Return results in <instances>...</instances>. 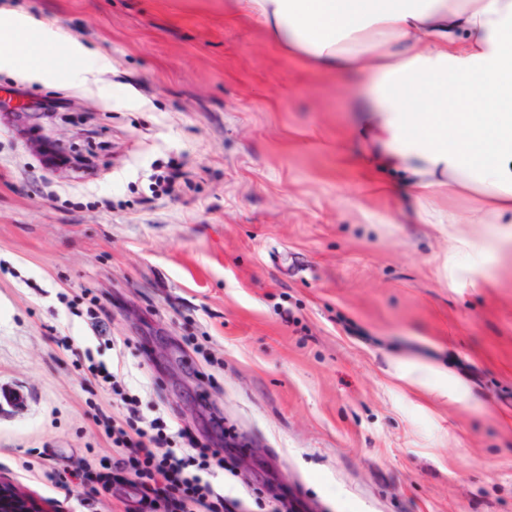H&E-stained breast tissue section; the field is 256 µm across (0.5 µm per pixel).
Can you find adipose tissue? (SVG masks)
Instances as JSON below:
<instances>
[{
    "label": "adipose tissue",
    "mask_w": 512,
    "mask_h": 512,
    "mask_svg": "<svg viewBox=\"0 0 512 512\" xmlns=\"http://www.w3.org/2000/svg\"><path fill=\"white\" fill-rule=\"evenodd\" d=\"M280 50L321 73L369 68L359 110L417 204L470 193L474 224L512 217V0H237ZM52 27L9 15L0 68L75 86L105 68Z\"/></svg>",
    "instance_id": "1"
}]
</instances>
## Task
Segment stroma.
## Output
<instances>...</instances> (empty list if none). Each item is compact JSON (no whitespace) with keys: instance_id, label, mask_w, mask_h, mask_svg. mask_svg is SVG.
<instances>
[{"instance_id":"stroma-1","label":"stroma","mask_w":512,"mask_h":512,"mask_svg":"<svg viewBox=\"0 0 512 512\" xmlns=\"http://www.w3.org/2000/svg\"><path fill=\"white\" fill-rule=\"evenodd\" d=\"M106 58L48 168L0 125V475L98 464L120 396L227 449L240 512H512V223L426 224L371 163V80L285 55L235 0H0ZM183 165L177 197L156 185Z\"/></svg>"}]
</instances>
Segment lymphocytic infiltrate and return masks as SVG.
Wrapping results in <instances>:
<instances>
[{
  "label": "lymphocytic infiltrate",
  "instance_id": "obj_1",
  "mask_svg": "<svg viewBox=\"0 0 512 512\" xmlns=\"http://www.w3.org/2000/svg\"><path fill=\"white\" fill-rule=\"evenodd\" d=\"M125 403L122 415H96L112 441L111 466H85L66 475L45 468L38 474L41 484L54 489L71 483L83 491V503L90 508L113 497L123 512H235L237 500L215 482L224 467L221 449L196 441L160 418H147L135 397ZM175 436L186 441L189 454L179 457L167 451Z\"/></svg>",
  "mask_w": 512,
  "mask_h": 512
}]
</instances>
